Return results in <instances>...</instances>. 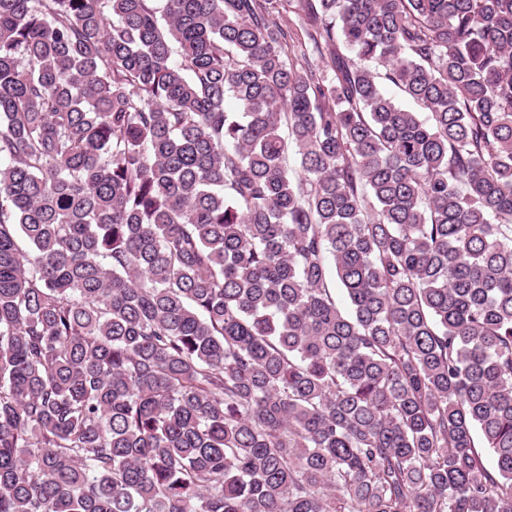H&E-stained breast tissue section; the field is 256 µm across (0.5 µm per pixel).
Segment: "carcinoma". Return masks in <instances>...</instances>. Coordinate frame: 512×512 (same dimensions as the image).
<instances>
[{"label":"carcinoma","mask_w":512,"mask_h":512,"mask_svg":"<svg viewBox=\"0 0 512 512\" xmlns=\"http://www.w3.org/2000/svg\"><path fill=\"white\" fill-rule=\"evenodd\" d=\"M0 512H512V0H0Z\"/></svg>","instance_id":"obj_1"}]
</instances>
